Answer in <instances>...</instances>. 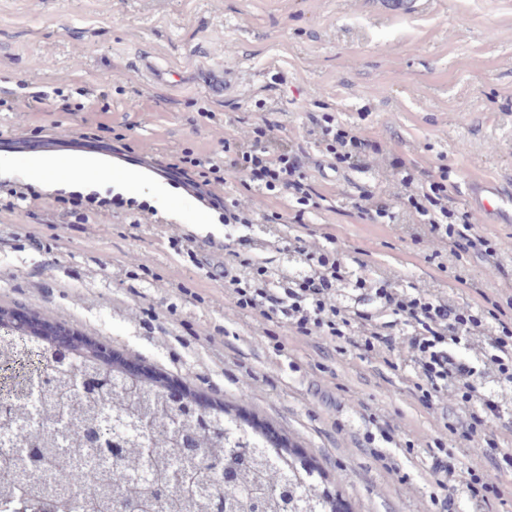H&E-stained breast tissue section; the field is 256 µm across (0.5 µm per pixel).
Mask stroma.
<instances>
[{
  "instance_id": "obj_1",
  "label": "stroma",
  "mask_w": 512,
  "mask_h": 512,
  "mask_svg": "<svg viewBox=\"0 0 512 512\" xmlns=\"http://www.w3.org/2000/svg\"><path fill=\"white\" fill-rule=\"evenodd\" d=\"M216 76L223 92L212 90ZM332 111L447 166L457 200L471 181L512 191V0H426L408 16L375 0H0V162L10 166L0 182L35 190L0 208V309L106 337L107 350L205 403L242 405L324 471L345 474L358 512H441L410 464L434 443L435 421L403 372L283 328L252 335L224 300L223 206L171 188L183 153L223 154L225 122L207 113L241 127L276 112L295 138ZM62 155L124 159L127 185L76 187L121 204L71 223L59 190L32 173ZM315 180L332 208L308 229L331 225L343 251L417 286L487 279L476 257L441 268L393 225L361 223L348 198L377 176L326 170ZM174 193L176 213L162 204ZM144 207L162 229L138 226ZM172 229L193 239L194 257L169 247L162 233ZM119 308L158 309L175 341L157 348L148 328L115 317ZM378 410L403 426L400 445L373 439ZM393 462L406 482L388 475Z\"/></svg>"
}]
</instances>
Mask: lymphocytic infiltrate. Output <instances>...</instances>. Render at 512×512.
<instances>
[{
  "label": "lymphocytic infiltrate",
  "instance_id": "1",
  "mask_svg": "<svg viewBox=\"0 0 512 512\" xmlns=\"http://www.w3.org/2000/svg\"><path fill=\"white\" fill-rule=\"evenodd\" d=\"M310 122L312 151L289 139L269 113L242 129L225 122L222 160L181 159L202 186L234 177L243 189L242 197L224 203L225 223L247 229L224 246L225 299L255 332L283 327L402 369L428 413L453 403L460 420L443 422L441 437L497 451V473L481 474L474 459L463 468L432 456L426 473L445 493V512L512 503V288L472 281L473 297L466 300L454 281L405 286L396 275L379 274L366 260L344 254L333 233L312 237L300 226L307 214L326 207L314 173H380L385 185L359 189L351 198L363 223L394 224L407 216V232L428 260L475 255L497 273L504 269L499 247L455 199L447 166L391 148L330 112ZM270 198L283 201L284 210L262 211L260 201ZM259 222L271 225V232H253ZM283 224L295 225V233L282 235ZM276 253L300 259L302 271L275 273Z\"/></svg>",
  "mask_w": 512,
  "mask_h": 512
}]
</instances>
